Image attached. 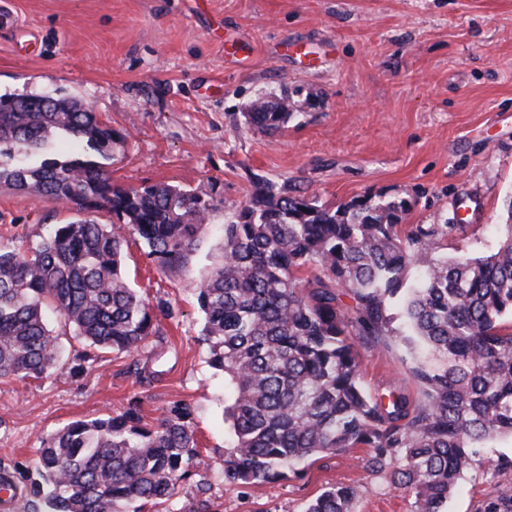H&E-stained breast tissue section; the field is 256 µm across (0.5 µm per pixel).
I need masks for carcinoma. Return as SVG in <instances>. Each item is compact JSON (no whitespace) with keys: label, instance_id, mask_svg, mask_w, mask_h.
<instances>
[{"label":"carcinoma","instance_id":"obj_1","mask_svg":"<svg viewBox=\"0 0 512 512\" xmlns=\"http://www.w3.org/2000/svg\"><path fill=\"white\" fill-rule=\"evenodd\" d=\"M291 112L245 113L276 131ZM112 129L85 103L0 95V184L105 209L161 269L183 265L222 201L164 182L112 183ZM409 204L365 197L329 207L260 182L224 225L221 260L196 292L209 365L224 373V484L271 483L318 455L367 449L364 467L398 461L414 512H441L472 449L512 438V199L486 255L439 253L457 224H406ZM124 235L81 220L58 224L27 255L0 244V382L39 380L61 355L48 313L101 353L166 341L158 315L121 270ZM307 277H301L302 273ZM349 291L355 307L339 304ZM399 304L422 398L362 386L359 345L393 332ZM193 411L175 401L154 426L141 402L77 420L43 438L24 512H146L173 496L199 458ZM331 487L305 512H351Z\"/></svg>","mask_w":512,"mask_h":512}]
</instances>
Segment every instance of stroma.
<instances>
[{
    "label": "stroma",
    "instance_id": "obj_1",
    "mask_svg": "<svg viewBox=\"0 0 512 512\" xmlns=\"http://www.w3.org/2000/svg\"><path fill=\"white\" fill-rule=\"evenodd\" d=\"M0 93L92 105L111 128L112 180L213 192L222 206L189 261L160 270L138 238L123 261L147 301H170L165 349L102 353L77 375L0 382V472L34 468L40 440L71 421L140 399L146 423L168 404L193 410L203 467L160 512H191L210 484V512H304L329 487L353 489V512H413L391 470L364 449L306 463L259 487L224 483V376L208 364L200 279L219 260L224 224L264 180L325 205L407 200L409 224H453L447 252L493 246L512 195V0H0ZM288 96L276 132L246 124L250 104ZM79 212L0 187V240L37 248ZM157 370L139 382L133 363ZM362 383L417 399L402 337L360 349ZM443 512H512V439L472 456Z\"/></svg>",
    "mask_w": 512,
    "mask_h": 512
}]
</instances>
